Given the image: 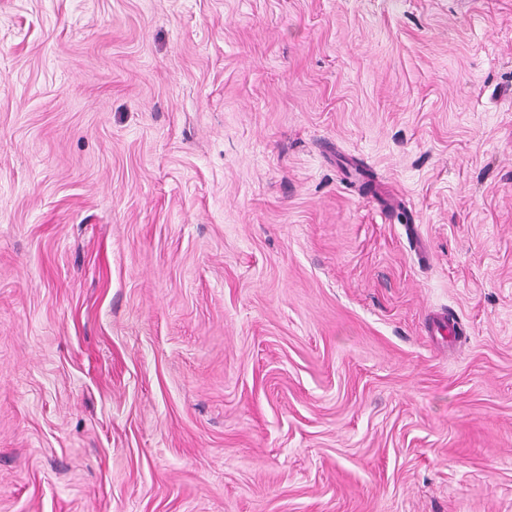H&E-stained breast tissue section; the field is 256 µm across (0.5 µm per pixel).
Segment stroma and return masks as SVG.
I'll return each mask as SVG.
<instances>
[{
  "mask_svg": "<svg viewBox=\"0 0 512 512\" xmlns=\"http://www.w3.org/2000/svg\"><path fill=\"white\" fill-rule=\"evenodd\" d=\"M0 512H512V0H0Z\"/></svg>",
  "mask_w": 512,
  "mask_h": 512,
  "instance_id": "obj_1",
  "label": "stroma"
}]
</instances>
